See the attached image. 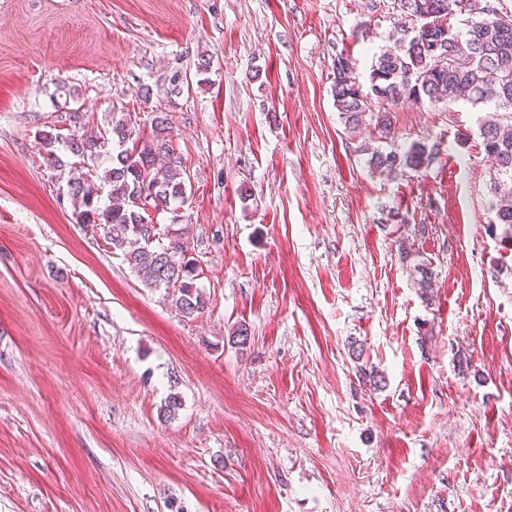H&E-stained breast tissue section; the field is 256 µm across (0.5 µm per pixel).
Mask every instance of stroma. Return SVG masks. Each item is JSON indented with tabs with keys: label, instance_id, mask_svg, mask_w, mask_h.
<instances>
[{
	"label": "stroma",
	"instance_id": "obj_1",
	"mask_svg": "<svg viewBox=\"0 0 512 512\" xmlns=\"http://www.w3.org/2000/svg\"><path fill=\"white\" fill-rule=\"evenodd\" d=\"M397 14L0 0V512H512V275L489 274L512 251L487 229L483 111L399 106L396 143L438 153L375 175L374 133L333 104L336 53L367 81ZM78 106L92 128L167 116L188 198L152 220L193 242L203 314L76 223L68 180L111 162L53 166L40 138Z\"/></svg>",
	"mask_w": 512,
	"mask_h": 512
}]
</instances>
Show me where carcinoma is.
I'll use <instances>...</instances> for the list:
<instances>
[{
	"instance_id": "obj_1",
	"label": "carcinoma",
	"mask_w": 512,
	"mask_h": 512,
	"mask_svg": "<svg viewBox=\"0 0 512 512\" xmlns=\"http://www.w3.org/2000/svg\"><path fill=\"white\" fill-rule=\"evenodd\" d=\"M398 8L401 18L415 25H399L401 36L376 56L368 84L359 80L347 54L334 57L332 95L339 119L351 131L373 128L383 142L391 138L393 110L408 101L435 105L463 100L491 107L480 124L481 145L493 161L491 190L498 198L488 227L499 234L503 246L512 245V16L502 23L505 14L489 0H399ZM462 14L464 27L455 28L453 40L444 38L451 19ZM86 116L70 111L58 117L68 124V134L48 132L42 137L43 148L56 163L59 158L51 150L56 143L82 159L99 156L110 142L119 148L103 176L89 171L68 181L77 223L103 228L112 249L124 253L146 287L164 289L183 317L198 316L208 308L209 298L197 284L195 248L181 235L158 229L157 239L148 243L142 229L146 210L135 203L145 183L146 205L154 211L187 200L168 119L155 116L150 134L143 136L130 126L126 113L114 111L102 135L93 138L81 133ZM130 141L133 146L128 148ZM363 150L369 152L368 167L378 172L419 171L434 158V148L421 141L403 151L367 145Z\"/></svg>"
}]
</instances>
